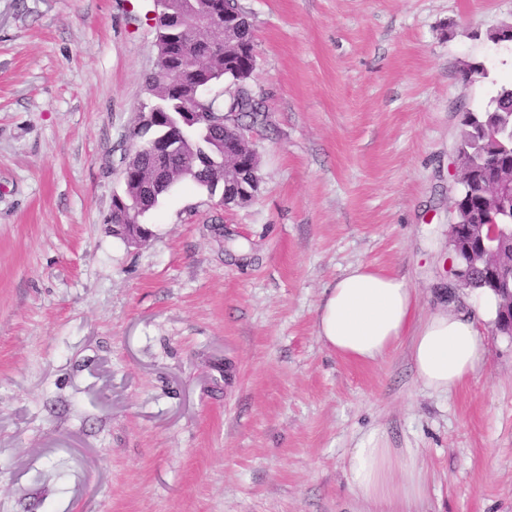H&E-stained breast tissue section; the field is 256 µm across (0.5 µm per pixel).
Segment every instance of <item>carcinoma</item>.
Listing matches in <instances>:
<instances>
[{"instance_id": "carcinoma-1", "label": "carcinoma", "mask_w": 512, "mask_h": 512, "mask_svg": "<svg viewBox=\"0 0 512 512\" xmlns=\"http://www.w3.org/2000/svg\"><path fill=\"white\" fill-rule=\"evenodd\" d=\"M164 6L171 20L161 19L155 26L161 58L146 78L150 102L143 111L163 117L152 134L160 142L174 139L177 149L161 157L150 150L133 153L119 195L137 224L156 207L171 182L190 181L212 197L222 196L224 129L234 131L267 118L249 78L241 76L245 64H256V56H245L239 49V41L251 37L252 31L242 7L231 2L238 23L226 36L222 25L204 32L183 27L182 18L203 12L210 0H164ZM226 79L232 86L227 98ZM193 101L198 102L197 119L186 126L181 112ZM457 151L466 161L468 175L453 201V223L482 224L492 215L480 199L486 179L498 159L512 162V87L502 89L488 108L464 111ZM492 216L505 231L512 230V211ZM450 246L458 259L454 276L460 286L472 293H491L502 303L504 296L483 271L480 244L462 240Z\"/></svg>"}]
</instances>
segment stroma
Segmentation results:
<instances>
[{
  "label": "stroma",
  "instance_id": "obj_1",
  "mask_svg": "<svg viewBox=\"0 0 512 512\" xmlns=\"http://www.w3.org/2000/svg\"><path fill=\"white\" fill-rule=\"evenodd\" d=\"M260 188L178 184L130 246L104 220L155 69L153 0H0V512H358L344 460L412 452L419 512H512V336L440 394L407 345L317 335L352 264L450 278L464 110L512 83V0H239ZM485 76L464 80L467 64ZM223 235H215L214 225Z\"/></svg>",
  "mask_w": 512,
  "mask_h": 512
}]
</instances>
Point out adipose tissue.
I'll return each mask as SVG.
<instances>
[{"label":"adipose tissue","instance_id":"1","mask_svg":"<svg viewBox=\"0 0 512 512\" xmlns=\"http://www.w3.org/2000/svg\"><path fill=\"white\" fill-rule=\"evenodd\" d=\"M475 314L447 307L421 319L414 288L369 264L350 265L322 301L317 334L340 357L367 364L402 340L410 342L417 378L429 390L449 394L480 370L485 339L478 321L494 319L496 300L480 296ZM350 489L364 512H412L425 491L413 455L383 447L379 435L350 451L344 462Z\"/></svg>","mask_w":512,"mask_h":512}]
</instances>
